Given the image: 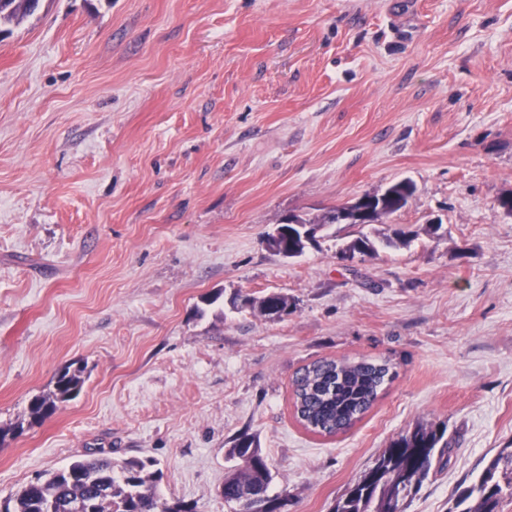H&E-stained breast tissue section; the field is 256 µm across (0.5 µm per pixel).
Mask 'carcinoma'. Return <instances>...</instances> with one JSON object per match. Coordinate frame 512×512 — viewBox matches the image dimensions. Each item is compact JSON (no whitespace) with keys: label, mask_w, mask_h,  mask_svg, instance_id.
<instances>
[{"label":"carcinoma","mask_w":512,"mask_h":512,"mask_svg":"<svg viewBox=\"0 0 512 512\" xmlns=\"http://www.w3.org/2000/svg\"><path fill=\"white\" fill-rule=\"evenodd\" d=\"M41 0H0V41L10 33L7 26L32 16ZM415 192L414 184L401 180L392 188L385 214L404 208ZM376 256L377 248L367 235L357 236L340 250ZM244 307H256L267 317L288 313V298L271 293L259 300L250 297ZM397 376L388 359L320 358L302 367L292 381L294 415L307 430L332 437L350 429L375 404L383 385ZM85 383L83 370L65 367L55 378L52 391L35 397L29 417L42 420L58 405L74 399ZM446 428L421 424L400 435L374 460L336 502L334 512H402L400 503L419 491L433 464L445 467L451 448ZM229 455L242 462L224 480L227 503L239 502L242 489L258 496L262 512H281L286 501L269 494L270 469L261 450L252 441L239 438ZM137 459L114 461L96 457L72 462L21 486L14 494V508L5 512H46L53 500V512H194V507L161 500L153 476L144 473ZM512 499V448H501L489 461L480 478L463 487L456 500V512H499L504 499Z\"/></svg>","instance_id":"1"}]
</instances>
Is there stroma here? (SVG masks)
<instances>
[{"instance_id": "35a3bbf8", "label": "stroma", "mask_w": 512, "mask_h": 512, "mask_svg": "<svg viewBox=\"0 0 512 512\" xmlns=\"http://www.w3.org/2000/svg\"><path fill=\"white\" fill-rule=\"evenodd\" d=\"M403 179L408 205L363 230L375 257L338 259L346 224L295 258L265 245ZM508 192L512 0H41L0 40V503L108 456L146 462L162 500L236 512L245 434L283 512H331L436 423L450 460L402 509L451 512L512 448ZM271 293L280 319L240 305ZM323 357L397 370L333 437L292 410ZM67 366L82 391L31 421Z\"/></svg>"}]
</instances>
